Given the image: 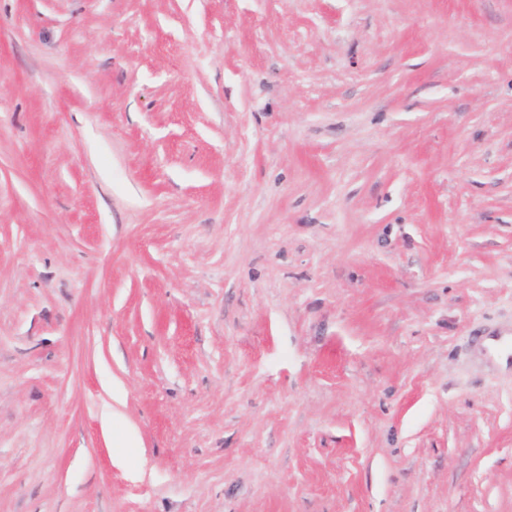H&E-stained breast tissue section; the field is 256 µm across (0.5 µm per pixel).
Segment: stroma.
Segmentation results:
<instances>
[{
	"label": "stroma",
	"mask_w": 512,
	"mask_h": 512,
	"mask_svg": "<svg viewBox=\"0 0 512 512\" xmlns=\"http://www.w3.org/2000/svg\"><path fill=\"white\" fill-rule=\"evenodd\" d=\"M512 0H0V512H512Z\"/></svg>",
	"instance_id": "1"
}]
</instances>
